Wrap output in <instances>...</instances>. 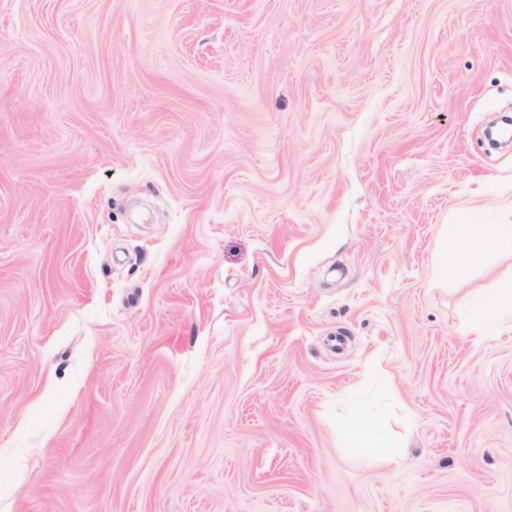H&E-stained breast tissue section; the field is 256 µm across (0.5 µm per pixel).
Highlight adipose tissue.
I'll return each mask as SVG.
<instances>
[{
	"label": "adipose tissue",
	"instance_id": "obj_1",
	"mask_svg": "<svg viewBox=\"0 0 512 512\" xmlns=\"http://www.w3.org/2000/svg\"><path fill=\"white\" fill-rule=\"evenodd\" d=\"M493 247L512 250L511 224H482L466 235L447 230L438 242L437 273L443 278L454 276ZM489 328L499 333L512 331V285L497 289L476 308L472 318L473 331L481 335ZM345 434L351 448L362 454L371 450L392 454L397 451L395 443L373 427L362 412L346 426Z\"/></svg>",
	"mask_w": 512,
	"mask_h": 512
}]
</instances>
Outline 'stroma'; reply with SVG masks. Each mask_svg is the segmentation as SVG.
<instances>
[{
    "instance_id": "obj_1",
    "label": "stroma",
    "mask_w": 512,
    "mask_h": 512,
    "mask_svg": "<svg viewBox=\"0 0 512 512\" xmlns=\"http://www.w3.org/2000/svg\"><path fill=\"white\" fill-rule=\"evenodd\" d=\"M510 111L512 0H0V512H512ZM492 247L512 252L511 224H480L475 231L466 235L447 229L438 242L437 273L448 279L465 270ZM487 327L493 328L497 333L512 331V283L497 289L476 308L472 318V330L482 336ZM345 435L350 441V447L362 454L370 450H383L392 454L405 453V447L396 446L393 441L387 440L384 434L373 427L363 412H358L345 426Z\"/></svg>"
}]
</instances>
